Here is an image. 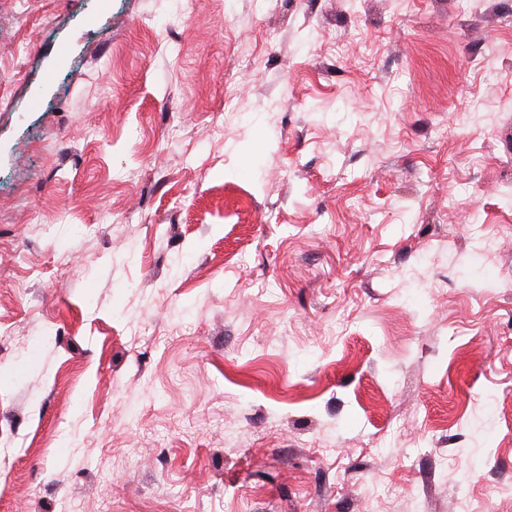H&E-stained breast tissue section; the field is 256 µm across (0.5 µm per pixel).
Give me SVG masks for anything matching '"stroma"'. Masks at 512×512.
I'll list each match as a JSON object with an SVG mask.
<instances>
[{"label": "stroma", "instance_id": "1", "mask_svg": "<svg viewBox=\"0 0 512 512\" xmlns=\"http://www.w3.org/2000/svg\"><path fill=\"white\" fill-rule=\"evenodd\" d=\"M512 0H0V512H512Z\"/></svg>", "mask_w": 512, "mask_h": 512}]
</instances>
